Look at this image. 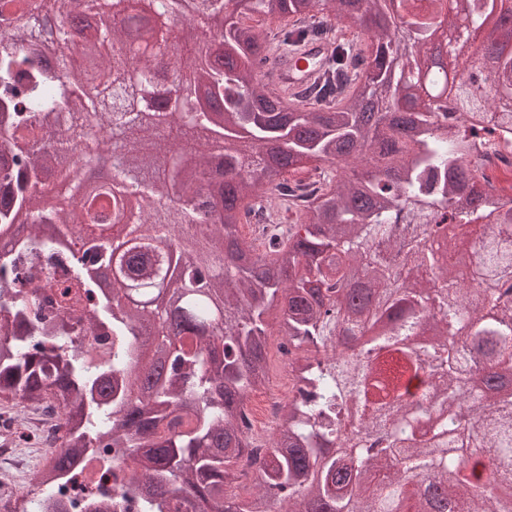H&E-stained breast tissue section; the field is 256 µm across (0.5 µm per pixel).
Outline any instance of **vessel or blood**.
Here are the masks:
<instances>
[{
  "instance_id": "obj_1",
  "label": "vessel or blood",
  "mask_w": 512,
  "mask_h": 512,
  "mask_svg": "<svg viewBox=\"0 0 512 512\" xmlns=\"http://www.w3.org/2000/svg\"><path fill=\"white\" fill-rule=\"evenodd\" d=\"M325 55L323 44H303L286 57L270 60L262 70L263 78L272 88L283 93L302 90L319 75Z\"/></svg>"
}]
</instances>
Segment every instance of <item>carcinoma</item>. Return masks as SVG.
I'll return each instance as SVG.
<instances>
[{"instance_id":"carcinoma-1","label":"carcinoma","mask_w":512,"mask_h":512,"mask_svg":"<svg viewBox=\"0 0 512 512\" xmlns=\"http://www.w3.org/2000/svg\"><path fill=\"white\" fill-rule=\"evenodd\" d=\"M139 2L53 0L50 16L37 0H0V232L31 227L0 251V409L56 413L62 431L37 492L11 512H57L58 485L112 451L129 478L88 512H512V195L476 152L512 129L495 106L512 89V26L498 28L496 51L448 62L493 74L449 87L455 111L402 88L439 32L490 23L504 0H398L394 13L389 0H247L231 13L230 0H149L191 27L222 20L193 58ZM77 4L92 23L71 32L60 20ZM249 12L278 21L277 42ZM330 12L369 15V36L347 37ZM317 38L332 75L306 100L278 101L260 64ZM143 43L151 53L125 62ZM79 55L107 71L92 95ZM155 55L188 77L182 93L162 90ZM174 125L246 134L260 162L208 142L179 153ZM95 127L102 138L84 152L108 154L112 176L94 190L74 140ZM309 165L319 179L306 201L295 174ZM50 176L68 203L31 191ZM207 188L221 206L203 219ZM268 192L284 219L259 253L239 225ZM403 214L415 238L451 225L447 257L404 249L393 238ZM181 224L217 248L187 258L188 288L165 308L153 299L168 271L158 242ZM45 263L68 282L60 316L40 301ZM102 266L125 302L101 291ZM272 321L296 351L294 395L263 447L245 428L249 395L269 382ZM147 329L168 373L134 401ZM79 336L109 346L83 349Z\"/></svg>"}]
</instances>
